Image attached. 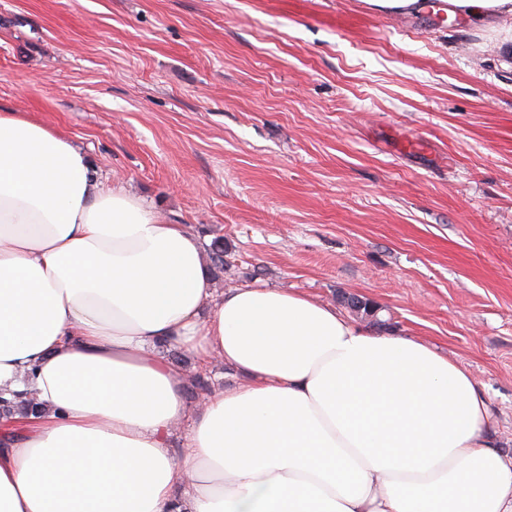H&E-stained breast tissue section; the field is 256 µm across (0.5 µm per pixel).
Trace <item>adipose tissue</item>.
Wrapping results in <instances>:
<instances>
[{
  "instance_id": "obj_1",
  "label": "adipose tissue",
  "mask_w": 512,
  "mask_h": 512,
  "mask_svg": "<svg viewBox=\"0 0 512 512\" xmlns=\"http://www.w3.org/2000/svg\"><path fill=\"white\" fill-rule=\"evenodd\" d=\"M202 256L66 137L0 112V512H512L470 374L298 292L215 294ZM166 346L244 381L189 403Z\"/></svg>"
}]
</instances>
